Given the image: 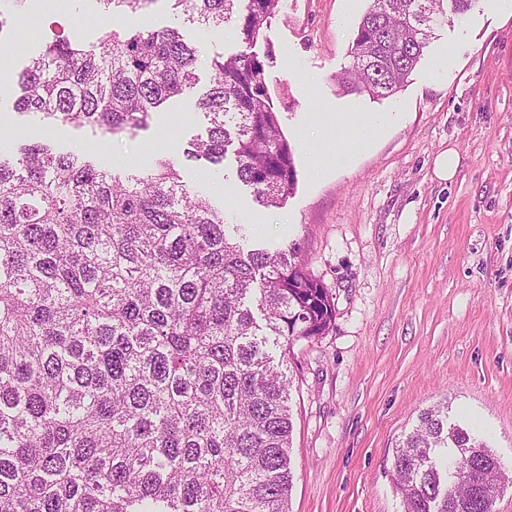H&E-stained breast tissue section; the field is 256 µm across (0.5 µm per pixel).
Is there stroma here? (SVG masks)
Masks as SVG:
<instances>
[{
	"label": "stroma",
	"mask_w": 512,
	"mask_h": 512,
	"mask_svg": "<svg viewBox=\"0 0 512 512\" xmlns=\"http://www.w3.org/2000/svg\"><path fill=\"white\" fill-rule=\"evenodd\" d=\"M372 0H281L264 81L294 154L297 184L266 208L235 177L203 182L183 158L198 119L172 129L155 115L137 134L60 123L59 150L94 149L103 163L143 153L178 158L188 189L252 224L271 247L299 241L310 273L335 298L333 330L294 348L290 512H400L392 453L420 411L446 405L451 421L479 433L512 469V7L474 0L438 27L406 85L376 100L348 92L340 74ZM56 20L95 43L94 0H65ZM180 29L200 50L196 92L210 60L239 50L233 24L209 31L177 17L166 0L147 15ZM390 114L384 133L361 132L351 158L323 157L318 113ZM456 176L434 174L447 149Z\"/></svg>",
	"instance_id": "1"
}]
</instances>
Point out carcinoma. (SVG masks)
<instances>
[{"instance_id": "carcinoma-1", "label": "carcinoma", "mask_w": 512, "mask_h": 512, "mask_svg": "<svg viewBox=\"0 0 512 512\" xmlns=\"http://www.w3.org/2000/svg\"><path fill=\"white\" fill-rule=\"evenodd\" d=\"M26 2L0 4L1 39ZM155 2L96 0L92 45L50 30L21 73L0 70V86L22 90L15 112L113 134L179 109L198 49L175 27L137 24ZM167 2L201 28L235 19L240 43L211 60L194 101L206 135L183 155L218 165L234 147L237 180L279 207L297 171L264 82L272 52L253 48L280 0ZM473 2L373 0L342 82L394 95L448 11ZM246 239L176 160L114 170L37 134L16 163L0 156V512H289L288 357L332 330L335 303L297 243ZM392 468L402 512H493L512 482L439 406L420 412Z\"/></svg>"}]
</instances>
